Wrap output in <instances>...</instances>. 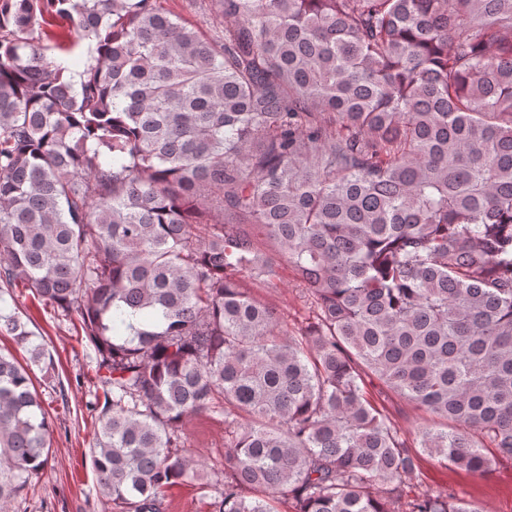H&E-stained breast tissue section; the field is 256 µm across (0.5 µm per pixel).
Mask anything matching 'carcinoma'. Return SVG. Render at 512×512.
Returning a JSON list of instances; mask_svg holds the SVG:
<instances>
[{
  "label": "carcinoma",
  "mask_w": 512,
  "mask_h": 512,
  "mask_svg": "<svg viewBox=\"0 0 512 512\" xmlns=\"http://www.w3.org/2000/svg\"><path fill=\"white\" fill-rule=\"evenodd\" d=\"M0 0V280L77 316L112 404L90 458L124 512H393L417 448L512 456V0ZM58 18L60 58L42 36ZM87 44L83 68L69 57ZM295 273L290 330L244 288ZM28 354L0 352V504L49 459ZM441 421L410 436L363 374ZM224 415V459L183 426ZM407 512H482L427 491ZM163 5L174 16L195 23L203 30L208 31L213 21L216 25L215 15L208 11V1L202 2L200 5V1L166 0ZM164 498L163 512H210V498H203L201 490L193 483L171 487Z\"/></svg>",
  "instance_id": "obj_1"
}]
</instances>
